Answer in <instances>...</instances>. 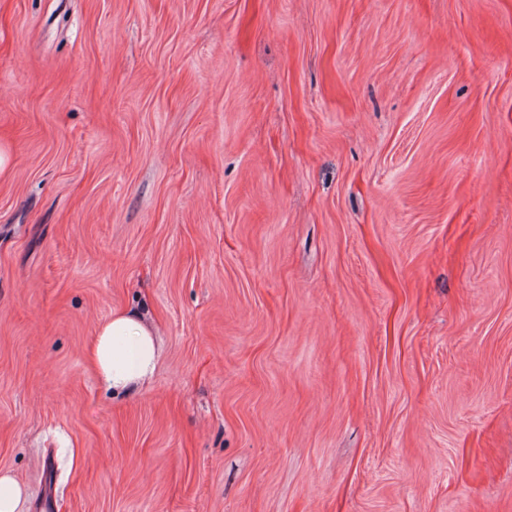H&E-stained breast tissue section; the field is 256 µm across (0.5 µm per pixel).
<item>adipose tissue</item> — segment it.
I'll list each match as a JSON object with an SVG mask.
<instances>
[{
    "label": "adipose tissue",
    "mask_w": 512,
    "mask_h": 512,
    "mask_svg": "<svg viewBox=\"0 0 512 512\" xmlns=\"http://www.w3.org/2000/svg\"><path fill=\"white\" fill-rule=\"evenodd\" d=\"M88 356L116 397L138 391L153 374L158 359L154 333L134 310L113 313L97 330Z\"/></svg>",
    "instance_id": "ef3b65f1"
}]
</instances>
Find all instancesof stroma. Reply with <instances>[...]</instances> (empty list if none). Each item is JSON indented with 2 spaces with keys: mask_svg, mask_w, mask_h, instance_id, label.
<instances>
[{
  "mask_svg": "<svg viewBox=\"0 0 512 512\" xmlns=\"http://www.w3.org/2000/svg\"><path fill=\"white\" fill-rule=\"evenodd\" d=\"M0 142L19 512H512V0H0ZM88 356L112 397L138 391L158 359L154 333L136 310L113 313L97 330Z\"/></svg>",
  "mask_w": 512,
  "mask_h": 512,
  "instance_id": "1",
  "label": "stroma"
}]
</instances>
